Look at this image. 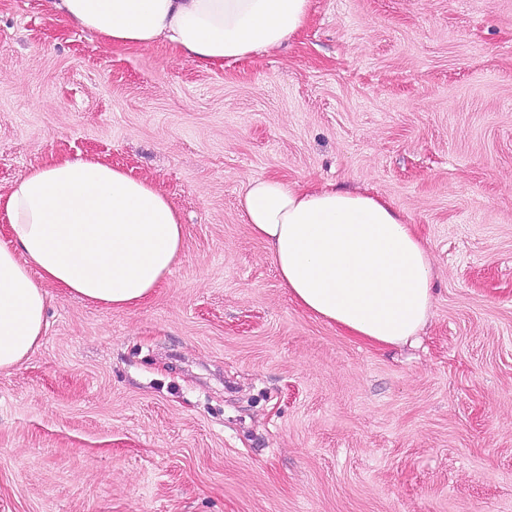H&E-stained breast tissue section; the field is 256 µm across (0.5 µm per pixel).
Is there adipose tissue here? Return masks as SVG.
I'll list each match as a JSON object with an SVG mask.
<instances>
[{
    "label": "adipose tissue",
    "mask_w": 512,
    "mask_h": 512,
    "mask_svg": "<svg viewBox=\"0 0 512 512\" xmlns=\"http://www.w3.org/2000/svg\"><path fill=\"white\" fill-rule=\"evenodd\" d=\"M311 0H47L106 46L164 44L207 68L261 55L304 27ZM240 207L292 300L366 343H413L433 299L423 238L390 201L334 185L250 180ZM0 371L45 329V286L112 309L150 298L178 262L185 228L152 182L95 157L30 168L0 194Z\"/></svg>",
    "instance_id": "adipose-tissue-1"
}]
</instances>
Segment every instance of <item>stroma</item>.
<instances>
[{
	"mask_svg": "<svg viewBox=\"0 0 512 512\" xmlns=\"http://www.w3.org/2000/svg\"><path fill=\"white\" fill-rule=\"evenodd\" d=\"M78 155L158 185L183 256L130 310L48 287L0 373V512H512V0H312L280 48L209 68L0 0V193ZM266 176L411 218L416 345L291 300L240 208Z\"/></svg>",
	"mask_w": 512,
	"mask_h": 512,
	"instance_id": "35a3bbf8",
	"label": "stroma"
}]
</instances>
